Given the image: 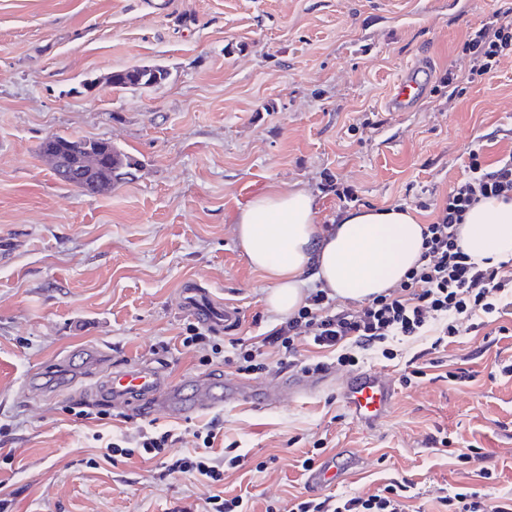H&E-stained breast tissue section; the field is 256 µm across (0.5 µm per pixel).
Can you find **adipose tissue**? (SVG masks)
<instances>
[{"instance_id": "obj_1", "label": "adipose tissue", "mask_w": 512, "mask_h": 512, "mask_svg": "<svg viewBox=\"0 0 512 512\" xmlns=\"http://www.w3.org/2000/svg\"><path fill=\"white\" fill-rule=\"evenodd\" d=\"M237 222L243 250L271 284L267 304L285 315L303 305L304 280L361 302L400 283L422 252V226L399 206L348 211L328 232L316 222L309 193L277 192L255 197ZM458 244L477 262L512 259V199L488 198L472 208Z\"/></svg>"}]
</instances>
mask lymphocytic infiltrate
Segmentation results:
<instances>
[{
	"label": "lymphocytic infiltrate",
	"mask_w": 512,
	"mask_h": 512,
	"mask_svg": "<svg viewBox=\"0 0 512 512\" xmlns=\"http://www.w3.org/2000/svg\"><path fill=\"white\" fill-rule=\"evenodd\" d=\"M471 62L470 73L483 76L498 69L512 52V21L494 17L470 32L462 45ZM469 174L457 182L435 207V219L423 229L422 253L405 279L387 293L355 307L340 308L331 288L310 289L303 305L252 344L231 340V355L205 328L187 324L181 342L198 352L200 364L211 355H223L237 372L263 374L271 368H295L304 374L325 371V362L300 357V346L334 353L337 365L357 366L367 352L393 359L394 343L434 332L433 348L448 346L457 336L478 331L487 323L512 312V269L506 263L485 267L465 254L457 244L458 228L466 214L482 200L512 198V151L495 162H486L482 148L468 153ZM221 431L219 419L193 429L194 446L169 464L172 472L187 474L214 487L202 502L178 512H247L242 497H227L217 488L224 482L225 466H237L238 457L213 456L211 448ZM183 434L156 431L153 424L139 426L135 435L111 439L94 434L103 460L135 455L153 459L183 442ZM409 482H395L375 492L348 496L328 495L301 499L289 512H409Z\"/></svg>",
	"instance_id": "f902f5d3"
}]
</instances>
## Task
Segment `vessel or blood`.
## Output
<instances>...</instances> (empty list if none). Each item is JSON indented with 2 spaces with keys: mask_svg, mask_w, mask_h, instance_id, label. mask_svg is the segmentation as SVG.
Wrapping results in <instances>:
<instances>
[{
  "mask_svg": "<svg viewBox=\"0 0 512 512\" xmlns=\"http://www.w3.org/2000/svg\"><path fill=\"white\" fill-rule=\"evenodd\" d=\"M422 71V66L415 65L403 72L389 100L392 111H405L425 96L427 86L421 76ZM202 295L201 289H188L184 301L186 308L206 324L219 328L235 325L239 318L237 309L227 306L223 311H214L203 302ZM317 386V381L311 375L296 374L284 379L280 386L269 389L250 382L219 388L213 382L201 379L188 391L167 379L157 368L134 367L113 370L100 386L98 393L115 404H159L167 408L169 413L183 417L227 400H258L266 405L275 402L282 391L307 393L315 390ZM340 394L352 417L373 428L390 412L396 389L386 374L370 369L348 375L340 385ZM341 478L342 469L337 459L329 458L308 471L306 482L311 487L325 490L334 487Z\"/></svg>",
  "mask_w": 512,
  "mask_h": 512,
  "instance_id": "obj_1",
  "label": "vessel or blood"
}]
</instances>
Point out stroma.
<instances>
[{"label": "stroma", "instance_id": "35a3bbf8", "mask_svg": "<svg viewBox=\"0 0 512 512\" xmlns=\"http://www.w3.org/2000/svg\"><path fill=\"white\" fill-rule=\"evenodd\" d=\"M512 0H0V497L16 512H177L206 494L169 472L176 449L152 460L98 461L92 435L132 433L144 419L190 430L213 418L231 449L224 493L251 512H287L316 498L302 460L314 441L350 470L332 492L412 486L415 512H439L443 489L465 486L487 504L512 495V316L443 350L423 336L365 366L396 387L386 420L368 429L339 394L348 369L317 390L271 406L228 402L187 419L106 407L93 384L113 369L152 365L192 388L239 382L223 357L199 365L181 345L192 315L185 289L237 307L221 339L266 334L280 322L270 288L242 250L236 219L255 197L303 190L316 221L352 187L351 209L403 206L433 222L467 175L470 148L493 162L512 150V57L470 78L461 52ZM424 62L427 95L387 107L397 76ZM159 64L169 79L113 90L111 72ZM458 75L464 92L442 83ZM106 140L137 164L98 195L59 180L39 152L51 135ZM426 378L405 387L410 360ZM473 370L476 380L461 379ZM483 449L462 464L438 444ZM494 473L481 478L480 468Z\"/></svg>", "mask_w": 512, "mask_h": 512}]
</instances>
